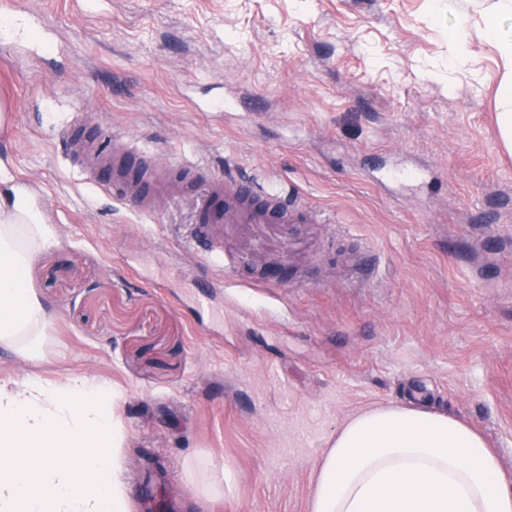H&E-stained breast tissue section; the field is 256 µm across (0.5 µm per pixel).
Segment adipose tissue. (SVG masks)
I'll return each mask as SVG.
<instances>
[{"label":"adipose tissue","instance_id":"ef3b65f1","mask_svg":"<svg viewBox=\"0 0 512 512\" xmlns=\"http://www.w3.org/2000/svg\"><path fill=\"white\" fill-rule=\"evenodd\" d=\"M56 231L24 185L0 178V345L35 354L48 320L26 274ZM110 392L0 380V512H129ZM309 512H512V472L467 421L427 403L374 406L321 452Z\"/></svg>","mask_w":512,"mask_h":512}]
</instances>
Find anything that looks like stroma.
<instances>
[{"instance_id":"35a3bbf8","label":"stroma","mask_w":512,"mask_h":512,"mask_svg":"<svg viewBox=\"0 0 512 512\" xmlns=\"http://www.w3.org/2000/svg\"><path fill=\"white\" fill-rule=\"evenodd\" d=\"M493 0H21L53 46L0 18V160L56 242L28 278L40 356L0 378L102 381L127 495L164 512H308L324 444L351 414L422 388L512 469V152ZM178 189L151 217L95 190L56 127ZM197 162L192 175L181 160ZM295 189L306 251L226 270L196 306L187 245L216 174ZM236 491L197 505L207 464Z\"/></svg>"}]
</instances>
